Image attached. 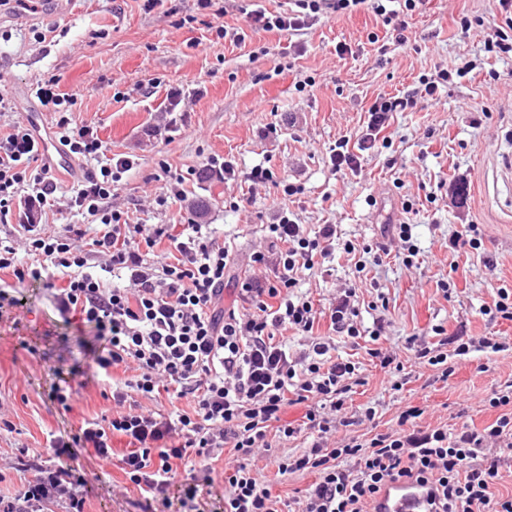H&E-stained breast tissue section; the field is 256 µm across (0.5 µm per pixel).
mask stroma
Wrapping results in <instances>:
<instances>
[{"label": "stroma", "mask_w": 512, "mask_h": 512, "mask_svg": "<svg viewBox=\"0 0 512 512\" xmlns=\"http://www.w3.org/2000/svg\"><path fill=\"white\" fill-rule=\"evenodd\" d=\"M258 5L279 12L288 0H214L208 9L197 0H58L55 16L43 22L1 23L0 94L12 108L0 112V128L31 121L48 135L56 115L34 97L35 85L53 79L59 91L76 94L73 126L93 128L111 153L134 162L112 200L130 223L196 219L232 248L228 309L250 253L269 243L266 226L280 203L306 229L333 224L342 240L357 245L379 239L383 225L411 224L419 248L413 267L390 256L360 272L339 249L328 268L300 276L298 294L319 309L340 289L356 287L363 325L384 318L387 342L404 367L402 389L392 390L368 354L370 338L339 345L338 356L356 363L361 379L345 416L368 406L377 415L337 427L336 437L393 432L409 406L422 408L424 428H483L498 415L486 403L491 391L512 383V322L481 313L498 288L512 289V175L502 173L504 157L512 156V54L485 48L500 21L493 0H424L404 42L367 6L321 16L303 32L254 31L246 14ZM465 15L482 18V25L462 30ZM218 25L228 37H216ZM236 31L245 32L244 41L233 39ZM297 44L304 48L298 56ZM342 45L347 54H338ZM452 64L462 74L436 97L424 96L422 78ZM407 94L416 103L394 113L386 142L364 151L357 171H333L331 148L356 136L375 99ZM224 158L235 164L236 180L199 179L207 164ZM257 165L273 171L272 182L245 181ZM170 173L183 179L182 201L149 207ZM283 179L302 193L283 198ZM232 199L237 208H229ZM464 224L477 225L479 249L450 248L451 234ZM444 281L449 290H441ZM18 297L19 324H0V404L11 423L0 428V457L7 460L112 410L98 386L82 391L71 412L51 402L59 374L84 356L73 328L58 322L48 290L24 284ZM461 333L495 335L504 349L455 362L445 380L440 367L418 363L406 342ZM305 444L301 434L251 461L282 501L301 497L316 480L311 471L278 472V458L301 453ZM73 465L87 481L85 512H144L143 496L127 485L118 461L83 452Z\"/></svg>", "instance_id": "stroma-1"}]
</instances>
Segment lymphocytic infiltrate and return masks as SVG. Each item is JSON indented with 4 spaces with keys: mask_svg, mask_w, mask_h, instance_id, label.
<instances>
[{
    "mask_svg": "<svg viewBox=\"0 0 512 512\" xmlns=\"http://www.w3.org/2000/svg\"><path fill=\"white\" fill-rule=\"evenodd\" d=\"M403 2L399 11L385 0H295V9L273 14L259 7L248 18L254 30L299 32L311 28L321 12L341 14L367 3L385 25L402 33L407 13L423 0ZM35 96L57 112L54 134L64 151L96 168L69 190L67 208L77 223L61 234L38 230L32 222L35 210L49 206L59 192L53 164L34 127L18 122L0 133V222L14 217L21 227L15 238L0 239V321L13 320L21 305L17 285L37 283L50 291L61 322L77 327L88 363L52 386L49 398L62 410H70L81 390L109 379L115 369L130 370L131 376L113 384L111 415L47 438L55 466L27 462L31 478L18 493L0 495V512H44L51 503L84 512L85 480L70 461L80 448L110 459L117 435L129 445L122 470L146 504L169 506L177 461L190 470L183 503L211 495L215 483L208 461L230 448L234 455L224 475L223 512H280L251 468L259 451L270 450L272 430L285 442L305 430L312 436L302 454L278 464L283 475L318 474L296 500V512H371L377 496L399 483L429 489L434 512H512V497L496 493L497 468L478 460L486 450L512 449V389L492 390L487 402L498 416L479 431L419 427L422 410L411 406L400 413L394 432L366 442L351 438L336 447L329 444L337 426L352 424L342 411L357 371L354 362L331 358L329 351L337 342L353 343L365 334L377 342L385 326L379 318L372 330H364L360 297L356 289L345 288L327 309L329 334H315L318 311L309 298L296 295L299 276L338 246L346 254L360 250L378 261L396 244L403 263L413 266L419 250L411 225H384L381 241L359 249L350 241L337 244L332 224L308 233L288 207H281L276 223L267 227L279 246L275 258L254 252L241 283L246 311L224 310V278L233 262L229 249L216 244L202 224L129 223L113 207L112 193L132 169L131 158L109 154L93 129L72 127L69 112L76 97L57 92L55 81L37 84ZM411 104L404 97L378 98L357 143L342 139L332 148L333 170H357L360 152L371 149L393 114ZM83 219L94 226V234L80 227ZM164 239L177 253L174 262L155 259L154 248ZM113 274L121 285L110 283ZM288 329L308 337V351L296 354L278 341ZM455 343L452 354L460 357L503 349L493 336H459ZM414 352L417 359L442 366L443 376L452 375L447 365L452 354L425 344ZM163 393L189 399L192 411L143 408V401ZM302 403L307 409L300 423L282 421L287 406Z\"/></svg>",
    "mask_w": 512,
    "mask_h": 512,
    "instance_id": "f902f5d3",
    "label": "lymphocytic infiltrate"
}]
</instances>
